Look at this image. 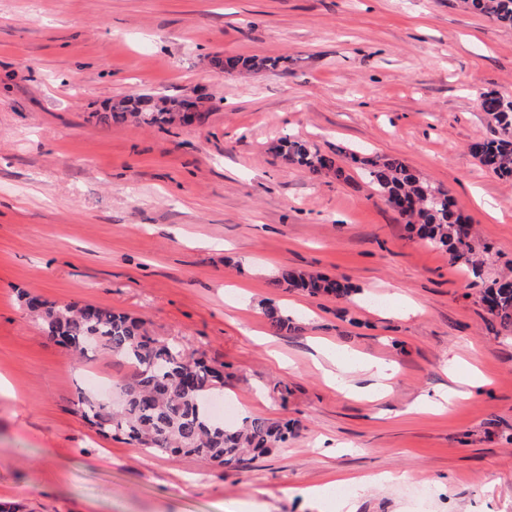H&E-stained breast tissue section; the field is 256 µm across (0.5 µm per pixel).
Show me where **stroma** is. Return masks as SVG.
<instances>
[{
    "instance_id": "obj_1",
    "label": "stroma",
    "mask_w": 512,
    "mask_h": 512,
    "mask_svg": "<svg viewBox=\"0 0 512 512\" xmlns=\"http://www.w3.org/2000/svg\"><path fill=\"white\" fill-rule=\"evenodd\" d=\"M284 55L228 75L214 55ZM147 91L203 102L163 129L103 124ZM512 96V28L463 0H0V503L14 512H512V332L479 292L512 272V181L473 143ZM290 136L403 159L447 190L480 277L423 243L346 163L311 176ZM346 279L345 300L270 284ZM112 308L224 367L230 421L288 418L284 447L219 467L98 433L90 374H132L46 336L23 296ZM289 313L278 333L266 304ZM347 365L324 375L320 341ZM397 367L376 396L359 361ZM484 385L450 401L471 369ZM428 399L436 410L416 413ZM391 473L394 481L344 486ZM331 486L325 503L308 487Z\"/></svg>"
}]
</instances>
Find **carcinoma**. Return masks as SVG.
I'll return each mask as SVG.
<instances>
[{
	"mask_svg": "<svg viewBox=\"0 0 512 512\" xmlns=\"http://www.w3.org/2000/svg\"><path fill=\"white\" fill-rule=\"evenodd\" d=\"M469 9L512 27V0H463ZM213 65L222 73H261L288 69V57L216 56ZM185 101L158 92L141 94L112 104L107 122L132 121L140 126L164 128L182 121ZM480 106L500 128L499 136L476 142L472 153L479 164L498 177L512 179V97L488 92ZM272 150L313 176L333 172L344 176L340 159L360 163L379 196L414 226L418 238L449 255L454 264L479 274L474 259L472 228L448 197V192L423 182L396 157L364 154L344 148L326 154L305 141L280 138ZM300 288L312 296L346 299L352 289L345 280L318 273L283 270L271 281ZM481 301L500 326L512 332V277L505 275L483 288ZM26 309L48 336L80 353L96 344L122 358L133 374L124 384L125 400L119 411L87 396L78 399L84 418L102 434L121 433L150 454H187L219 466H232L248 454H266L288 443L294 423L246 417L229 425L211 414L210 398L224 390V368L208 363L204 355L187 352L174 342L148 334L142 321L124 313L91 305H57L36 297L25 299ZM264 315L280 332L293 327V318L268 305Z\"/></svg>",
	"mask_w": 512,
	"mask_h": 512,
	"instance_id": "cac0c4a2",
	"label": "carcinoma"
}]
</instances>
